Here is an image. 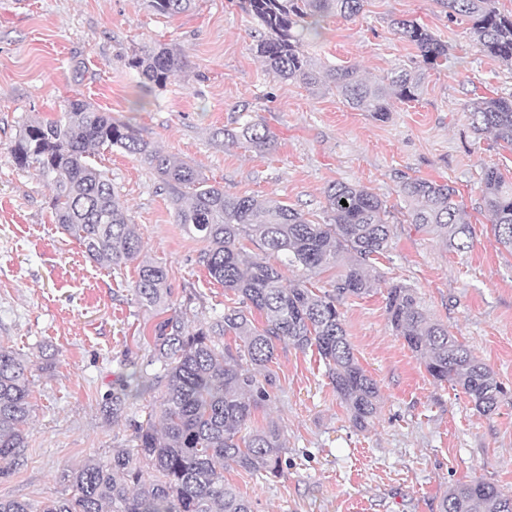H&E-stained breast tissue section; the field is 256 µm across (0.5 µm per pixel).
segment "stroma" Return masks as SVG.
Returning a JSON list of instances; mask_svg holds the SVG:
<instances>
[{"instance_id":"1","label":"stroma","mask_w":512,"mask_h":512,"mask_svg":"<svg viewBox=\"0 0 512 512\" xmlns=\"http://www.w3.org/2000/svg\"><path fill=\"white\" fill-rule=\"evenodd\" d=\"M425 24L449 47L447 63L426 72L416 100L394 102L379 120L350 108L335 90L282 83L254 50L259 24L237 0H195L188 12L156 15L147 0H0V344L21 357H51L32 377L26 444L0 474V499L67 497L64 472L129 445L136 423L157 406L163 385L112 413V395L139 370L156 374L155 311L140 307L135 265L89 260L61 233L52 192L9 153L34 114L60 117L81 98L131 122L143 137L241 196L281 201L322 220L334 182L359 184L387 204L393 234L368 265L369 295L340 309L353 352L376 380L377 415L353 427L315 350L278 345L268 369L271 400L251 427L277 422L288 465L267 478L228 466L224 480L254 512H438L453 484L472 477L512 491V397L479 413L461 389L434 380L393 332L389 288L416 289L428 316L447 326L512 389V250L501 246L485 209L481 177L498 168L512 181V149L475 134L466 116L474 95L512 96V67L486 56L464 20L438 0H367L352 20L324 18L305 51L324 66L356 68L380 81L416 58L390 28ZM146 42L180 47L187 66L166 87H144L128 65ZM261 122L277 148L258 155L225 143L224 128ZM137 224L145 254L168 271L174 309L193 328L237 306L198 257L203 242L177 224L153 171L114 149L97 161ZM456 191L473 245L449 251L407 220L401 176Z\"/></svg>"}]
</instances>
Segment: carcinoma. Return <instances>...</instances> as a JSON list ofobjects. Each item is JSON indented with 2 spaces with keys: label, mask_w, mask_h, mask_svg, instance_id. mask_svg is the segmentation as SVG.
Segmentation results:
<instances>
[{
  "label": "carcinoma",
  "mask_w": 512,
  "mask_h": 512,
  "mask_svg": "<svg viewBox=\"0 0 512 512\" xmlns=\"http://www.w3.org/2000/svg\"><path fill=\"white\" fill-rule=\"evenodd\" d=\"M148 2L155 13L175 16L189 11L194 0ZM365 2L243 0L263 29L255 52L280 81L311 90L333 87L351 108L384 119L393 101L415 100L424 72L448 61V44L415 20L393 19L392 30L417 49L419 60L388 82L367 83L354 68L313 63L304 50L306 36L319 34V23L327 16L357 17ZM438 2L448 17L469 19L470 38L484 52L512 64V12L500 11L495 0ZM129 65L140 83L163 87L186 59L179 48L146 43ZM468 118L475 133L491 132L512 148L511 100L480 96L469 104ZM224 139L259 155L275 145L274 133L252 121L224 130ZM105 147L133 155L156 172L160 189L175 206L177 223L206 242L199 263L211 279L238 296L239 306L191 331L176 313L155 324L154 358L165 379L159 408L136 426L132 447L114 448L109 459L64 476L73 494L46 502L41 512H253L251 503L224 482V466L232 463L255 475L283 473L287 448L276 422L241 435L255 410L270 399L274 381L268 364L278 344L317 350L354 427L366 429L377 413L378 385L354 356L337 303L371 291L366 263L391 237L387 208L366 187L335 182L326 190V222L312 223L280 202L239 196L210 183L188 162L145 140L131 123L80 98L69 100L57 120L35 116L23 123L10 154L17 166L34 170L52 186L55 223L96 263L114 270L137 263L133 295L159 315L172 310L168 273L143 254L137 225L120 204L111 179L95 165ZM483 184L494 235L512 248V182L488 168ZM399 193L410 203L411 223L440 237L456 253L471 247V226L448 185L407 178ZM246 240L256 252L245 250ZM342 253L347 262L332 290L322 293L304 281L282 286V270L317 274L337 265ZM386 310L393 331L434 380L461 387L482 414L496 411L507 394L502 383L447 327L428 318L414 289L389 288ZM255 312L264 318L261 328L254 325ZM218 336H233L239 344L220 348ZM32 372L33 363L0 345V472L25 447ZM149 388L148 377H136L133 389L112 396V415L119 414L125 399ZM145 466L154 479H143ZM440 512H512V492L472 477L450 488Z\"/></svg>",
  "instance_id": "cac0c4a2"
}]
</instances>
